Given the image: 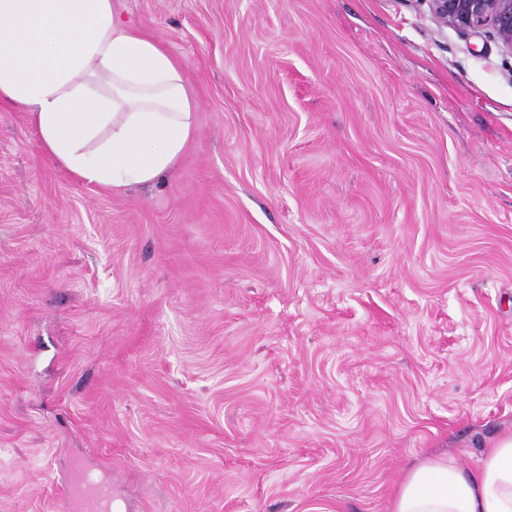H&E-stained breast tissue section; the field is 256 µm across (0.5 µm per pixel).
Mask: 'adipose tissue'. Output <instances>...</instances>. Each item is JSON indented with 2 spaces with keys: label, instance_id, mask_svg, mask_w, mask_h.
<instances>
[{
  "label": "adipose tissue",
  "instance_id": "1",
  "mask_svg": "<svg viewBox=\"0 0 512 512\" xmlns=\"http://www.w3.org/2000/svg\"><path fill=\"white\" fill-rule=\"evenodd\" d=\"M0 105L28 112L42 150L87 184L151 186L197 127L182 64L129 27L117 0H0ZM393 512H512V433L476 469L410 467Z\"/></svg>",
  "mask_w": 512,
  "mask_h": 512
}]
</instances>
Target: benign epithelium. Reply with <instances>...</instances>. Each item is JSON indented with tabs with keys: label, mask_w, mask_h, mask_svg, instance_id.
<instances>
[{
	"label": "benign epithelium",
	"mask_w": 512,
	"mask_h": 512,
	"mask_svg": "<svg viewBox=\"0 0 512 512\" xmlns=\"http://www.w3.org/2000/svg\"><path fill=\"white\" fill-rule=\"evenodd\" d=\"M432 20L462 36L490 34L512 54V0H426Z\"/></svg>",
	"instance_id": "7a95c632"
}]
</instances>
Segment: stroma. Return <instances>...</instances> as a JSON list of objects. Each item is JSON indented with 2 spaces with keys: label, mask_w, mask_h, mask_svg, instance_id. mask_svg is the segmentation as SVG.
I'll use <instances>...</instances> for the list:
<instances>
[{
  "label": "stroma",
  "mask_w": 512,
  "mask_h": 512,
  "mask_svg": "<svg viewBox=\"0 0 512 512\" xmlns=\"http://www.w3.org/2000/svg\"><path fill=\"white\" fill-rule=\"evenodd\" d=\"M198 104L150 187L0 106V512H393L512 431V55L426 0H120ZM80 471L79 462H75L68 474L63 477L62 484L66 490V511L101 512L98 506L99 500H110L111 494L104 485L93 486L86 492H79L78 474Z\"/></svg>",
  "instance_id": "35a3bbf8"
}]
</instances>
